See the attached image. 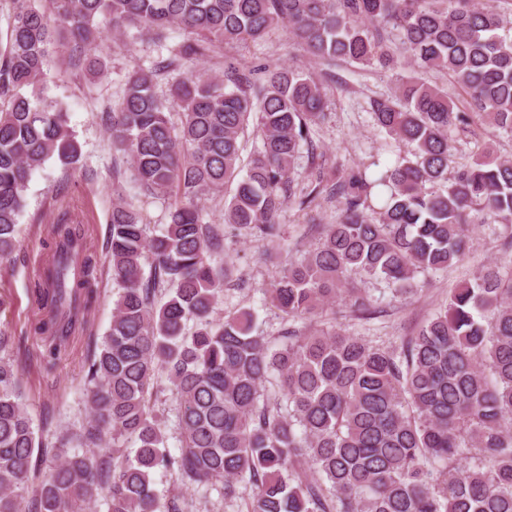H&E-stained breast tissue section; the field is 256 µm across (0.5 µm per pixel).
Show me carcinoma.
Wrapping results in <instances>:
<instances>
[{
	"label": "carcinoma",
	"mask_w": 512,
	"mask_h": 512,
	"mask_svg": "<svg viewBox=\"0 0 512 512\" xmlns=\"http://www.w3.org/2000/svg\"><path fill=\"white\" fill-rule=\"evenodd\" d=\"M0 46V261L9 258L32 173L50 158L78 162L68 112L45 98L54 35L69 64L97 78L103 30L176 28L170 55L133 71L108 113L112 148L147 194L171 201L170 222L149 237L140 212L112 182L109 264L119 285L112 322L87 374L84 450L61 438L57 463L30 512H81L105 497L107 512H187L185 495L160 497L158 471L186 488L249 490L241 512H512V266H481L399 348L324 319L344 301L370 319L376 279L394 299L422 290L425 271L464 266L480 215L512 225V159L495 141L454 164L452 132L482 121L512 134V35L500 34L497 0H10ZM286 28L316 71L224 58L210 75L213 42H256ZM443 72L468 97L401 73ZM395 72V92L374 98L379 131L413 146L371 178L333 169L296 191L295 161L327 117L336 62ZM175 75L173 125L159 78ZM262 148L241 167L249 119ZM235 185L224 223L259 238L278 258L286 203L321 196L340 209L310 224L318 245L281 267L266 289L284 328L271 339L253 309L214 318L230 266L200 197ZM44 274L32 290L34 333L51 361L86 329L97 260L85 225L65 218L47 231ZM151 257L150 270L144 260ZM176 395L178 453L153 406L159 381ZM18 370L0 357V512H20L34 453L44 447L20 400Z\"/></svg>",
	"instance_id": "cac0c4a2"
}]
</instances>
